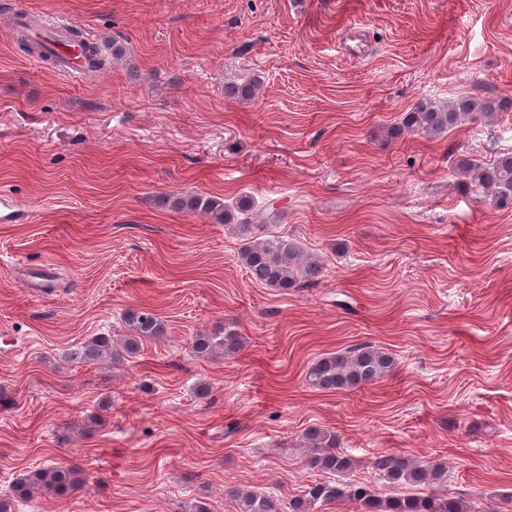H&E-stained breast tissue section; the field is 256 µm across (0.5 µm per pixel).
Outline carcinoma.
Listing matches in <instances>:
<instances>
[{"label":"carcinoma","mask_w":512,"mask_h":512,"mask_svg":"<svg viewBox=\"0 0 512 512\" xmlns=\"http://www.w3.org/2000/svg\"><path fill=\"white\" fill-rule=\"evenodd\" d=\"M19 47L28 53L38 52L45 62H55V55L43 51V45L21 34ZM261 88L255 75L241 85L233 86L236 97L248 100ZM512 108V100L487 97H460L448 104L431 100L418 101L404 113L399 125L391 130L398 136L403 132L438 137L462 122L488 119L497 112ZM467 186L481 193L482 198L496 208L512 207V152L499 155L491 163L465 161L461 164ZM172 207L188 215L203 213L217 224H228L244 241L238 261L256 282L278 291H288L318 281L323 266L320 259L305 252L287 236H259L251 203L247 199L229 208L223 200L185 194L172 200ZM126 333L119 337L94 336L70 353L77 363L94 364L110 359L121 362L140 353L144 342L159 340L166 335V324L156 314L132 309L125 313ZM242 346L241 337L232 330L222 334H199L193 338L192 352L200 358L218 354L232 356ZM395 367L394 358L377 348L363 344L329 354L312 363L306 371L308 385L320 391L356 388L376 382L389 375ZM307 448L306 466L313 471L340 473L351 467V460L336 451L338 439L330 429L311 428L303 437ZM372 468L391 484L425 487L427 493L383 497L367 483L315 482L288 504L256 490L232 489L229 497L236 512H318L331 502L352 501L362 512H497L489 506L480 509L475 502L461 498L442 497L431 488L446 481L443 464L429 460L415 463L403 455L387 454L374 458ZM74 469L65 462H55L18 478L13 485L16 496L29 499L36 495L64 498L77 490Z\"/></svg>","instance_id":"cac0c4a2"}]
</instances>
